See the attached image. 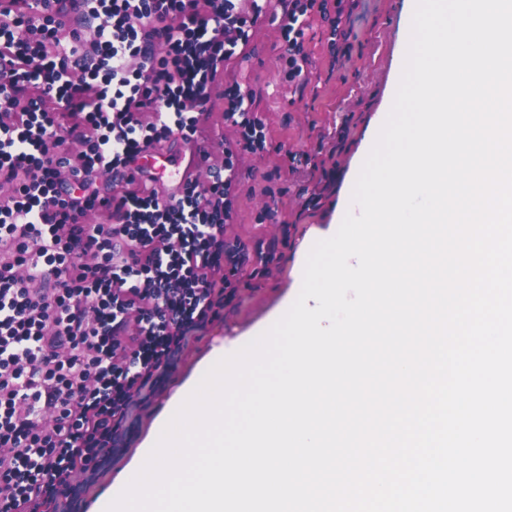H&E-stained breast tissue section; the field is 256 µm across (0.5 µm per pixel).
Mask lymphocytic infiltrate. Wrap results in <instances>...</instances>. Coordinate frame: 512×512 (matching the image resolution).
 Masks as SVG:
<instances>
[{
  "label": "lymphocytic infiltrate",
  "mask_w": 512,
  "mask_h": 512,
  "mask_svg": "<svg viewBox=\"0 0 512 512\" xmlns=\"http://www.w3.org/2000/svg\"><path fill=\"white\" fill-rule=\"evenodd\" d=\"M276 22L299 80L312 9ZM258 0H0V512H82L196 333L249 261L225 239L237 162L266 149L251 92L224 65ZM223 100L237 136L203 138ZM182 141L209 173L162 193L140 158ZM110 183L96 182L97 172Z\"/></svg>",
  "instance_id": "f902f5d3"
}]
</instances>
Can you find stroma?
I'll list each match as a JSON object with an SVG mask.
<instances>
[{
  "label": "stroma",
  "instance_id": "35a3bbf8",
  "mask_svg": "<svg viewBox=\"0 0 512 512\" xmlns=\"http://www.w3.org/2000/svg\"><path fill=\"white\" fill-rule=\"evenodd\" d=\"M416 0H358L343 19L341 37L312 15L306 32L308 61L301 81L282 83L283 44L277 26L262 18L247 59L231 60L225 80H238L253 95V109L266 124L262 155L238 167L240 194L230 228L248 245L271 252L264 275L241 274L242 286L222 317L192 339L176 370L139 412L127 444L87 490L84 512H98L119 475L133 467L172 398L220 345L244 346L269 318L287 307L301 253L336 232V212L350 196L377 117L394 97L406 55Z\"/></svg>",
  "mask_w": 512,
  "mask_h": 512
}]
</instances>
